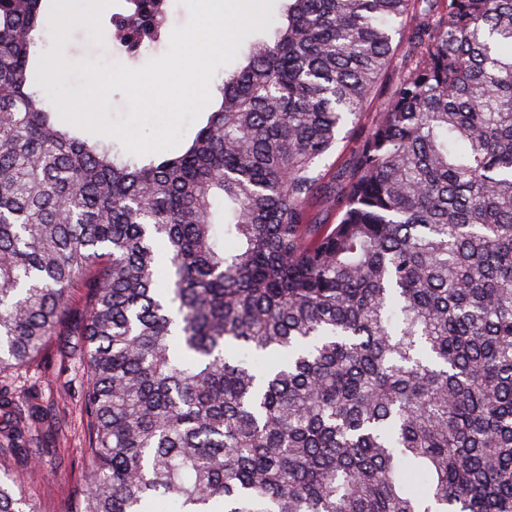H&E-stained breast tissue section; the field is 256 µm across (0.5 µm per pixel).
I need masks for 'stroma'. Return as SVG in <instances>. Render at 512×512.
<instances>
[{"label":"stroma","instance_id":"stroma-1","mask_svg":"<svg viewBox=\"0 0 512 512\" xmlns=\"http://www.w3.org/2000/svg\"><path fill=\"white\" fill-rule=\"evenodd\" d=\"M118 0H75L74 9L85 16L67 34V59L107 65L113 62L138 68L166 53L161 42L135 59L115 49L103 19ZM86 370L55 340L21 371L0 377V389L29 401L30 422L40 438L38 446L6 457L5 463L22 474L24 491L35 512H54L57 503L76 485L85 483L91 465L83 446L82 417L77 393Z\"/></svg>","mask_w":512,"mask_h":512}]
</instances>
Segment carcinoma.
<instances>
[{"instance_id":"carcinoma-1","label":"carcinoma","mask_w":512,"mask_h":512,"mask_svg":"<svg viewBox=\"0 0 512 512\" xmlns=\"http://www.w3.org/2000/svg\"><path fill=\"white\" fill-rule=\"evenodd\" d=\"M70 2L0 0V374L61 334L90 373L59 512H512V0H284L148 161L32 88ZM167 19L124 0L112 44ZM2 433L38 441L11 397ZM280 0H272V9L269 14V21L270 24L268 26L267 31L265 32H255L250 35H248L242 42L239 51L237 53V56L233 61L225 65L224 67H219L216 70L215 79H214V87H213V94L216 91V85L220 84L222 81V78L224 77V71H231L236 64L237 59L241 56V54L247 50L248 46L257 38L270 40L274 36V30L277 24L278 19V12H279V6H280ZM74 21L70 13H58L48 18L46 29L43 33L44 51L47 53H59L65 46L63 39L65 31Z\"/></svg>"}]
</instances>
